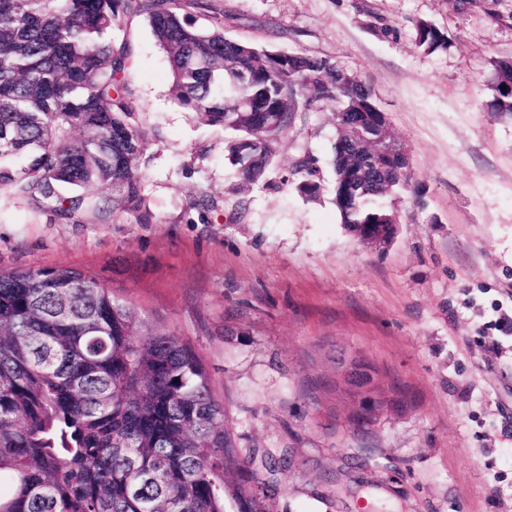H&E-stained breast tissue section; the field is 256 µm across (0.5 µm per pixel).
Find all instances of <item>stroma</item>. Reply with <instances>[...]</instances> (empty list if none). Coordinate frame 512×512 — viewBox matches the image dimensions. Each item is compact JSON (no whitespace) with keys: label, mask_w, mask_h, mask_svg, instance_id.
<instances>
[{"label":"stroma","mask_w":512,"mask_h":512,"mask_svg":"<svg viewBox=\"0 0 512 512\" xmlns=\"http://www.w3.org/2000/svg\"><path fill=\"white\" fill-rule=\"evenodd\" d=\"M232 37L329 56L367 84L410 154L398 231L350 235L334 204L331 108L297 115L264 179L238 190L222 128L171 99L145 20L117 30L148 129L151 221L102 207L59 219L0 190V269L68 265L202 359L240 447L287 453L279 512H512V116L489 112L495 60L512 57V0H179ZM448 49L427 54L412 22ZM312 157L322 192L296 190ZM213 201L206 212L193 202ZM403 404L354 432L342 358ZM415 44L427 54L446 52L447 35L435 25L418 20L415 22Z\"/></svg>","instance_id":"stroma-1"}]
</instances>
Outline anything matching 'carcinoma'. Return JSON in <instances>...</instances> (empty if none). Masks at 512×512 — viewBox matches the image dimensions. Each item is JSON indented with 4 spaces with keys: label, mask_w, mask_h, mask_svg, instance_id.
I'll list each match as a JSON object with an SVG mask.
<instances>
[{
    "label": "carcinoma",
    "mask_w": 512,
    "mask_h": 512,
    "mask_svg": "<svg viewBox=\"0 0 512 512\" xmlns=\"http://www.w3.org/2000/svg\"><path fill=\"white\" fill-rule=\"evenodd\" d=\"M177 0H0V189L69 219L100 208L151 215L146 131L127 86L133 55L111 32L146 15L166 52L174 102L228 133L241 185L266 174L299 112L333 107L334 203L361 243H388L409 158L377 153L389 129L371 89L335 59L227 37ZM415 44L448 50L415 22ZM487 107L512 115V58L495 62ZM310 200L311 158L296 168ZM282 453L237 445L193 349L159 334L97 279L70 266L0 271V512H277Z\"/></svg>",
    "instance_id": "1"
}]
</instances>
